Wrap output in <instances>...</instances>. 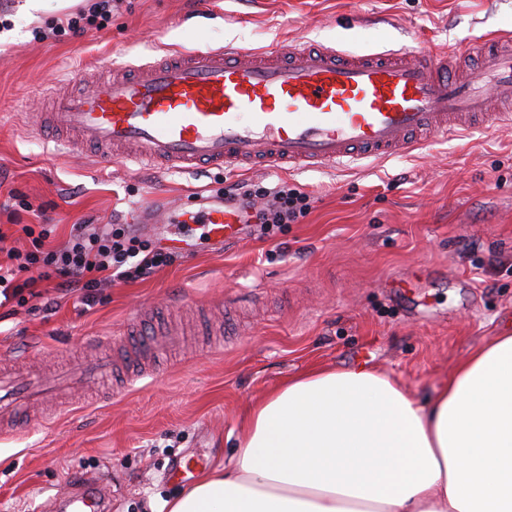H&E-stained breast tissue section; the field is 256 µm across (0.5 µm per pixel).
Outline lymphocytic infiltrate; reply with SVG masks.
I'll return each mask as SVG.
<instances>
[{
  "label": "lymphocytic infiltrate",
  "instance_id": "1",
  "mask_svg": "<svg viewBox=\"0 0 512 512\" xmlns=\"http://www.w3.org/2000/svg\"><path fill=\"white\" fill-rule=\"evenodd\" d=\"M88 5L66 22L40 31L39 39H56L84 33L86 27L102 26L117 7L118 0H87ZM231 201L261 200L255 222L262 237L270 238L283 224L295 223L306 214L310 197L296 188H255L236 183L223 191ZM51 224H19L14 231L0 229V243L6 244L0 259V304L21 306L35 297L39 282H50L55 292L81 291L83 304H90L96 289L114 282L145 281L163 268L173 266L178 256L157 247L154 240L129 224H76L67 241L55 246ZM17 234L22 247L8 246L10 234Z\"/></svg>",
  "mask_w": 512,
  "mask_h": 512
}]
</instances>
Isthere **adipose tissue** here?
Wrapping results in <instances>:
<instances>
[{"instance_id": "1", "label": "adipose tissue", "mask_w": 512, "mask_h": 512, "mask_svg": "<svg viewBox=\"0 0 512 512\" xmlns=\"http://www.w3.org/2000/svg\"><path fill=\"white\" fill-rule=\"evenodd\" d=\"M168 512H512V327L420 403L362 367L313 368L254 403L229 466Z\"/></svg>"}]
</instances>
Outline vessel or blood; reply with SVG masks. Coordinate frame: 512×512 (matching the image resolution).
<instances>
[{"instance_id":"b4317fda","label":"vessel or blood","mask_w":512,"mask_h":512,"mask_svg":"<svg viewBox=\"0 0 512 512\" xmlns=\"http://www.w3.org/2000/svg\"><path fill=\"white\" fill-rule=\"evenodd\" d=\"M483 66L468 73L470 51L414 55L403 49L351 54L308 41L288 54L233 45L183 50L114 74L78 93L48 92L45 127L73 149L99 145L97 162L155 163L187 171L215 167L264 170L336 168L411 153L424 140L462 137L472 124L512 125L511 112H487L489 98H512V36L481 45ZM195 209L142 206L132 221L166 249L212 253L249 223V204L197 196ZM201 224L205 241L176 233ZM131 362L149 375V337L126 335ZM112 371L102 357L39 377L0 375V417L27 424L39 401L59 408L64 396L101 382ZM102 485L88 481L62 503L63 512H101Z\"/></svg>"}]
</instances>
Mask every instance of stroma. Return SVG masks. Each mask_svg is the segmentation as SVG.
<instances>
[{
  "label": "stroma",
  "mask_w": 512,
  "mask_h": 512,
  "mask_svg": "<svg viewBox=\"0 0 512 512\" xmlns=\"http://www.w3.org/2000/svg\"><path fill=\"white\" fill-rule=\"evenodd\" d=\"M28 2L14 0L0 30V225L35 223L41 207L59 244L82 221L125 224L138 207H189L196 191L216 196L237 182L288 184L311 208L273 239L241 231L222 253L98 289L93 305L47 288L1 318L0 355L23 350L44 368L89 357V336L120 357L122 335L140 326L185 339L157 345L154 376L77 395L50 421L0 437V512H52V498L85 480L106 486L112 512H160L184 489L171 464L229 463L248 407L289 377L364 366L422 402L512 325V128L487 123L355 169L169 173L100 167L89 141L55 150L26 118L72 62L101 77L114 57L140 64L228 43L284 52L306 40L443 54L512 34V0H122L103 29L59 41L35 33L76 12L77 0L39 11ZM13 193L30 210L11 215ZM219 332L227 343L217 353Z\"/></svg>",
  "instance_id": "1"
}]
</instances>
